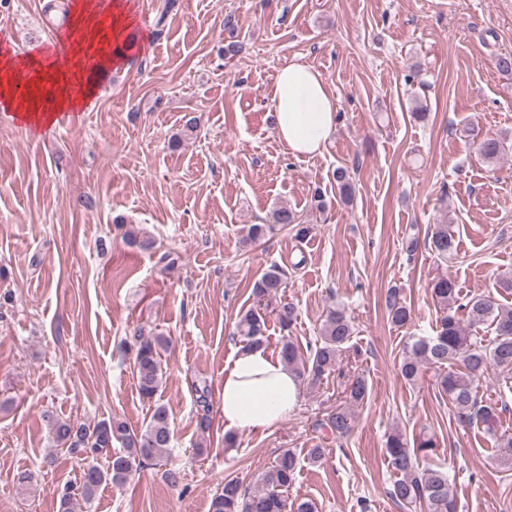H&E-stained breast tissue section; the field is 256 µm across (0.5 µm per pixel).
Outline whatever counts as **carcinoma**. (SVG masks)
Instances as JSON below:
<instances>
[{
    "instance_id": "1",
    "label": "carcinoma",
    "mask_w": 512,
    "mask_h": 512,
    "mask_svg": "<svg viewBox=\"0 0 512 512\" xmlns=\"http://www.w3.org/2000/svg\"><path fill=\"white\" fill-rule=\"evenodd\" d=\"M478 149L487 159H496L504 150L495 138H484ZM273 223L293 225L296 237L307 236L311 227L296 223V215L282 207L273 212ZM425 243L440 259L457 254L454 232L447 224H436L425 238ZM285 271L273 265L255 281L253 303L240 317L237 333L245 347L264 344L267 315L272 313L280 327L288 329L296 319V309L289 302L273 305L286 288ZM431 295L441 310L432 336H409L404 343L401 375L408 381L418 378L423 367L438 370L439 386L454 408L456 419L466 427H477L497 437L504 462L512 461V435L498 433L497 408L478 399L481 378L489 369L512 372V304H501L490 296H472L459 302V288L450 274L437 277ZM391 323L407 325L411 310L396 288L384 297ZM463 311L465 318L458 317ZM493 326L494 337L479 336V327ZM355 333L354 323L344 310L332 307L320 329L315 343L301 346L291 337H283L279 351L281 360L296 376L301 385L315 386L336 371V364ZM170 337L146 334L137 329L130 345L133 370L139 395L152 403L148 421L134 429L120 419L100 420L87 425L62 420L51 413L44 418L57 445L83 462L79 482L67 485L62 491L57 512H78L81 503H90L103 484L124 485L129 477L144 464L165 455L171 447L172 429L168 407L156 400L166 371L163 354L170 348ZM345 403L336 406L318 421V426L340 440L353 430L350 406L362 402L368 394V383L361 376L349 379L344 390ZM122 443L118 452L112 451L113 442ZM436 440L421 435L413 440L395 431L388 435L386 452L397 478L387 491L389 497L404 509L426 507L427 512H457V502L451 490L449 472L439 463L420 467L418 456L435 455ZM107 459L103 466L99 460ZM299 465L296 454L285 449L279 453L272 469L250 488L235 479L224 480L214 494L211 512H315L309 501L288 503V489L295 480Z\"/></svg>"
}]
</instances>
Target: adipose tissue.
<instances>
[{"mask_svg":"<svg viewBox=\"0 0 512 512\" xmlns=\"http://www.w3.org/2000/svg\"><path fill=\"white\" fill-rule=\"evenodd\" d=\"M71 27L77 37L69 50L67 67L51 56L30 57L32 76L27 83L13 78V59L0 54V109L15 113L39 129L50 111H74L95 94L94 75L126 62L131 48V0H73ZM279 139L289 152H321L335 130L336 106L325 82L312 66L293 59L283 66L272 93ZM299 390L281 359L265 348L238 351L224 369L221 411L228 430L264 432L294 411Z\"/></svg>","mask_w":512,"mask_h":512,"instance_id":"1","label":"adipose tissue"}]
</instances>
